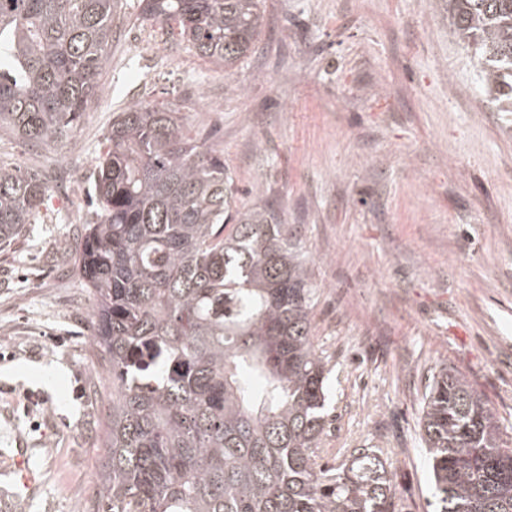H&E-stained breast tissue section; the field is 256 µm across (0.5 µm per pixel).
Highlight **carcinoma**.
Masks as SVG:
<instances>
[{"label":"carcinoma","mask_w":512,"mask_h":512,"mask_svg":"<svg viewBox=\"0 0 512 512\" xmlns=\"http://www.w3.org/2000/svg\"><path fill=\"white\" fill-rule=\"evenodd\" d=\"M144 19L216 67L252 53L259 0H141ZM481 91L512 112V0H444ZM115 0H0V132L74 137L110 59ZM50 186L0 163V246ZM224 156L180 113H117L93 172L97 220L75 263L92 298L110 418L98 512H396L372 448L322 462L330 359L298 228L272 202L239 209ZM232 225L229 233L224 227ZM420 419L434 512H512V447L489 401L444 363Z\"/></svg>","instance_id":"carcinoma-1"}]
</instances>
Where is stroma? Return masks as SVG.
Listing matches in <instances>:
<instances>
[{
	"instance_id": "1",
	"label": "stroma",
	"mask_w": 512,
	"mask_h": 512,
	"mask_svg": "<svg viewBox=\"0 0 512 512\" xmlns=\"http://www.w3.org/2000/svg\"><path fill=\"white\" fill-rule=\"evenodd\" d=\"M117 0L110 61L75 137H0L42 170L41 223L0 247V451L23 435L42 488L26 512H93L105 392L72 258L95 222L92 172L117 112H180L224 156L237 204L268 199L310 249L331 359L324 460L377 450L399 512H432L418 421L427 377L463 372L512 442V114L438 0H262L253 53L220 70Z\"/></svg>"
}]
</instances>
